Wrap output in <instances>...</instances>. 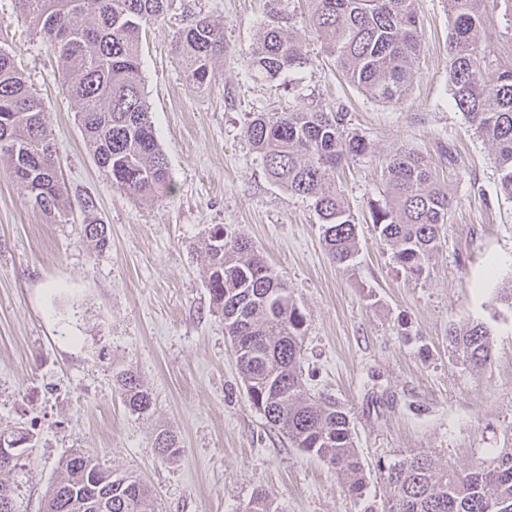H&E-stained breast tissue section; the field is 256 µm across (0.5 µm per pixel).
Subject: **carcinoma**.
<instances>
[{"mask_svg":"<svg viewBox=\"0 0 512 512\" xmlns=\"http://www.w3.org/2000/svg\"><path fill=\"white\" fill-rule=\"evenodd\" d=\"M63 67L85 142L112 185L154 199L172 191L168 162L157 142L141 64L143 28L164 15L169 0H13ZM448 86L455 108L494 152L501 192L512 198V0H446ZM307 25L334 57L347 80L386 103L403 100L420 51L415 0H309ZM174 53L186 83L201 88L215 78L224 56V31L205 18L175 37ZM309 63L301 41L279 17L247 58L254 76L268 81ZM274 184L311 202L329 256L347 267L357 253L358 227L330 173L364 154L365 140L349 131L345 114L298 109L285 115L259 112L244 129ZM51 142L42 104L30 91L11 53L0 46V162L45 214L64 219L70 200ZM384 198L369 204L371 224L393 251L403 274L418 280L429 272L441 246L453 198L438 185L428 162L411 150L386 165ZM86 241L104 250L110 228L82 203ZM206 287L224 315L247 396L279 426L293 447L336 470L346 491L363 496L369 474L355 443L353 423L332 396L302 390L305 315L286 282L252 243L218 226L203 241ZM448 345L462 364H490L492 340L482 322L448 329ZM126 407L151 410V394L130 372L116 376ZM156 448L180 451L176 436L162 430ZM387 492L385 512H512V423L504 446L466 472L441 468L432 458L409 454L378 465ZM106 481L108 512H155L153 491L132 474H114L82 448L61 463L44 512H87L78 501L94 497Z\"/></svg>","mask_w":512,"mask_h":512,"instance_id":"1","label":"carcinoma"}]
</instances>
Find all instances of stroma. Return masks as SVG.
Here are the masks:
<instances>
[{"label":"stroma","instance_id":"stroma-1","mask_svg":"<svg viewBox=\"0 0 512 512\" xmlns=\"http://www.w3.org/2000/svg\"><path fill=\"white\" fill-rule=\"evenodd\" d=\"M420 54L406 98L383 103L350 84L305 27L306 0H172L142 35L145 92L172 193L140 200L115 188L87 148L55 54L0 0V39L42 101L71 209L59 222L0 174V430L34 445L8 476L18 512H43L61 459L74 448L153 489L156 512H244L264 491L274 512H381L385 486L364 497L334 469L291 446L249 402L224 319L206 287L201 241L216 225L250 240L307 318L302 377L349 413L368 463L426 453L465 470L502 445L512 422V199L493 150L453 106L445 0H416ZM304 41L311 62L290 78L255 77L247 57L271 15ZM205 17L224 31L208 87L185 82L175 35ZM342 112L368 144L333 178L358 222L346 268L328 256L308 200L268 178L243 129L255 112ZM422 155L454 198L443 247L426 278L407 279L369 222L386 160ZM111 230L84 237L83 198ZM491 331L492 363L474 371L448 350L451 325ZM132 371L152 394L130 412L115 376ZM173 431L177 458L154 448Z\"/></svg>","mask_w":512,"mask_h":512}]
</instances>
